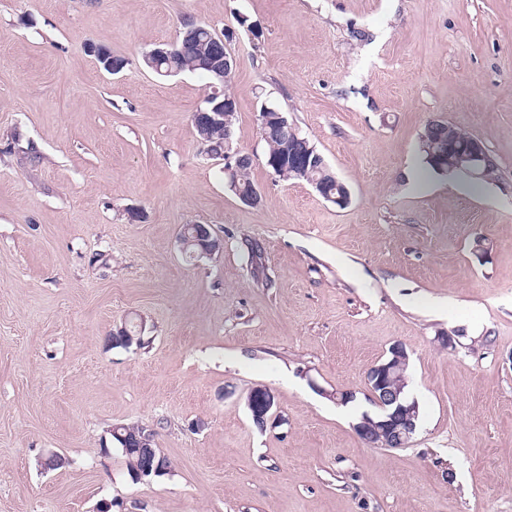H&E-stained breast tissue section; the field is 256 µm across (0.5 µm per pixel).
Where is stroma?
Returning a JSON list of instances; mask_svg holds the SVG:
<instances>
[{"label": "stroma", "mask_w": 512, "mask_h": 512, "mask_svg": "<svg viewBox=\"0 0 512 512\" xmlns=\"http://www.w3.org/2000/svg\"><path fill=\"white\" fill-rule=\"evenodd\" d=\"M186 18L236 30L232 149L258 204L196 139L207 79L142 63ZM265 106L348 206L266 166ZM433 118L495 178L413 192ZM185 224L223 251L188 258ZM125 324L144 347L112 346ZM397 342L419 427L374 447L353 426ZM123 424L156 430L167 475L131 479ZM105 505L512 512V0H0V512ZM253 163V160L250 158L246 161V163L241 167V171L239 172L238 176L235 178V180H231V187L235 194L239 195H246L249 194L250 191L254 188V184L250 180L248 176V170L251 168ZM260 194L258 193L257 189H254L251 194H249L246 197H243L246 200V202H257L259 200ZM250 198V199H249ZM246 405L253 420L258 425H264L271 417L273 408L276 407L275 395L266 386L253 387L246 396Z\"/></svg>", "instance_id": "obj_1"}]
</instances>
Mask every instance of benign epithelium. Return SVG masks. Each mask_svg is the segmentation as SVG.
<instances>
[{"label":"benign epithelium","mask_w":512,"mask_h":512,"mask_svg":"<svg viewBox=\"0 0 512 512\" xmlns=\"http://www.w3.org/2000/svg\"><path fill=\"white\" fill-rule=\"evenodd\" d=\"M224 37H211L205 40H195L196 48L200 57L205 60L211 71L219 78H224V70L236 65V60L222 52L220 42ZM93 52L104 70L116 73L126 67L128 61L117 62L113 60L112 54L101 49L92 47ZM224 102L215 104L211 110L200 109L193 113L192 121L197 130L202 132L200 143L205 154L210 156L208 145V133L204 129L208 126L221 124L224 118ZM259 120L261 125L270 121H277L292 133H297L288 117L282 112H270L263 108ZM491 161V157L479 142L468 145L461 153L458 168L463 170L469 177L480 179L484 177L485 170ZM288 164L301 173L309 168H325L327 164L322 155L313 152L309 148L302 152L294 149L288 152ZM198 250L193 252L195 256L211 255L222 246L219 237H211L206 232L200 234L196 240ZM409 355L406 348L398 343L389 350V356L381 363L371 367L367 373V385L373 403L383 412L380 421L375 422L370 417L361 418L354 426L358 436L366 443L373 446L386 448H405L417 431L419 424L418 403L409 398L407 394V368ZM246 405L253 420L261 425L265 424L271 417L275 403V395L271 389L265 386H256L246 396ZM156 432L152 428L141 426L134 432L132 438L120 437L122 448L130 455L144 460L143 467L138 470L136 480L150 481L164 474L168 467L164 455L155 448Z\"/></svg>","instance_id":"obj_1"}]
</instances>
